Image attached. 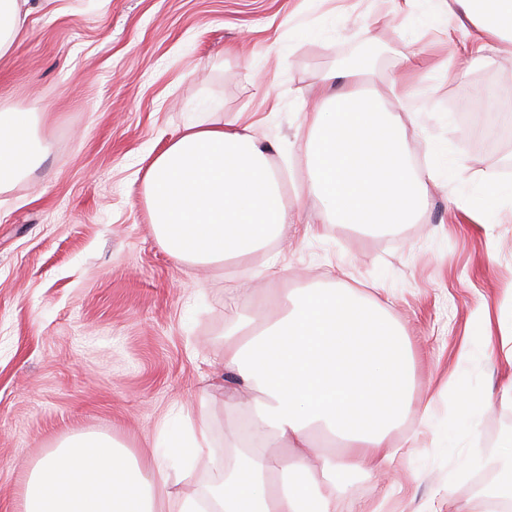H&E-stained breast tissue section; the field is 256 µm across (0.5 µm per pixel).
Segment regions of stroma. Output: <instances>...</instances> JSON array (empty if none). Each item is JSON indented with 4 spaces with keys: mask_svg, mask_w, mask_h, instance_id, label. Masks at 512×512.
<instances>
[{
    "mask_svg": "<svg viewBox=\"0 0 512 512\" xmlns=\"http://www.w3.org/2000/svg\"><path fill=\"white\" fill-rule=\"evenodd\" d=\"M28 35L0 57V113L38 112L48 155L0 192V512L38 459L81 432L112 435L138 456L154 451L177 403L224 374L225 304L243 269L221 275L176 265L156 239L143 180L154 156L187 116L261 117L255 136L282 176L283 198L316 221L302 196L304 135L314 80L348 60L370 61L366 85L399 126L418 169L449 159L417 223L375 232L323 224L307 239L289 232L258 251L276 260L288 287L336 281L375 301L391 299L416 358L419 401L433 400L432 424L410 417L414 460L392 472L401 512H454L497 480L498 452L512 436V406L501 403L505 364L478 348V316L512 310V205L482 209L478 178L512 180V117L478 112V100L512 99V53L456 80L432 71L413 107L391 92L401 55L435 60L450 47L433 17L394 0H33ZM457 205H449V198ZM475 346L459 359L463 341ZM469 391L490 401L475 432L454 453L437 427ZM214 460L181 488L191 491L224 467V441L238 416L211 408ZM482 466L466 471L470 449Z\"/></svg>",
    "mask_w": 512,
    "mask_h": 512,
    "instance_id": "35a3bbf8",
    "label": "stroma"
}]
</instances>
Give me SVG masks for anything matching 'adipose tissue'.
<instances>
[{
    "instance_id": "adipose-tissue-1",
    "label": "adipose tissue",
    "mask_w": 512,
    "mask_h": 512,
    "mask_svg": "<svg viewBox=\"0 0 512 512\" xmlns=\"http://www.w3.org/2000/svg\"><path fill=\"white\" fill-rule=\"evenodd\" d=\"M462 54L438 68L456 77L512 47V0H428ZM348 62L318 76L321 105L306 113L303 194L327 224H410L426 208L434 168H411L401 131L365 94ZM29 107L0 113V191L33 164ZM251 124L192 120L151 162L144 193L155 235L181 265L223 271L244 263L294 224L279 179ZM224 404L246 420L226 445L223 474L176 493L167 462L211 451V393L179 405L164 454L139 461L111 436L78 433L41 458L19 512H336L350 478L413 457L412 437L390 432L413 403L414 360L387 308L350 288H292L224 329ZM340 451H333V444ZM292 450L283 463L279 447Z\"/></svg>"
}]
</instances>
